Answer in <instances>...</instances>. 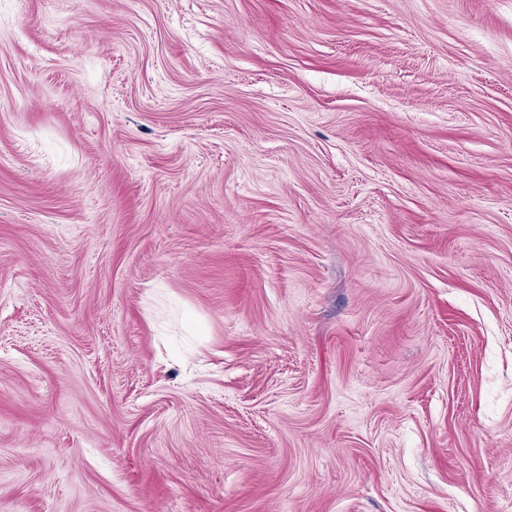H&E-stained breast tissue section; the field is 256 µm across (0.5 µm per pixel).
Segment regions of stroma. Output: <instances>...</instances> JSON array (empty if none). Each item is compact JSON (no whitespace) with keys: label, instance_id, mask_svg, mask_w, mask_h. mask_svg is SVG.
I'll return each mask as SVG.
<instances>
[{"label":"stroma","instance_id":"35a3bbf8","mask_svg":"<svg viewBox=\"0 0 512 512\" xmlns=\"http://www.w3.org/2000/svg\"><path fill=\"white\" fill-rule=\"evenodd\" d=\"M0 512H512V0H0Z\"/></svg>","mask_w":512,"mask_h":512}]
</instances>
